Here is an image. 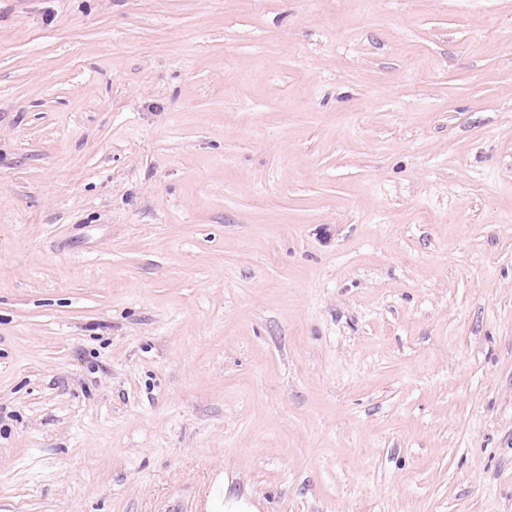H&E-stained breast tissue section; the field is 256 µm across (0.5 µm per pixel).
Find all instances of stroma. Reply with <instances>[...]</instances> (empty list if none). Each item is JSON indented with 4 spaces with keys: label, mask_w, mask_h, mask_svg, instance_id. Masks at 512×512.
<instances>
[{
    "label": "stroma",
    "mask_w": 512,
    "mask_h": 512,
    "mask_svg": "<svg viewBox=\"0 0 512 512\" xmlns=\"http://www.w3.org/2000/svg\"><path fill=\"white\" fill-rule=\"evenodd\" d=\"M0 512H512V0H0Z\"/></svg>",
    "instance_id": "stroma-1"
}]
</instances>
